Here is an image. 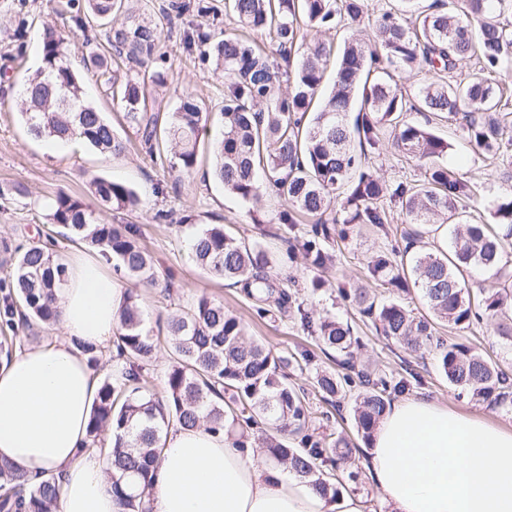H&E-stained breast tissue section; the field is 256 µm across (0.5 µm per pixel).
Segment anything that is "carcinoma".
Instances as JSON below:
<instances>
[{"instance_id": "cac0c4a2", "label": "carcinoma", "mask_w": 512, "mask_h": 512, "mask_svg": "<svg viewBox=\"0 0 512 512\" xmlns=\"http://www.w3.org/2000/svg\"><path fill=\"white\" fill-rule=\"evenodd\" d=\"M125 0H88L86 12L72 16L79 28L103 31L104 45L84 58L86 70L117 98L129 122L141 130V144L151 158L170 171L191 172L197 142L208 113L187 95L166 121L148 113L145 78L161 44L160 25L133 16L117 24ZM225 10L238 26L269 38L271 56L243 34L215 39L193 27L183 32V49L213 63L224 81L223 130L214 150V178L224 191L244 202L269 188L289 210L280 214L295 236L289 252H301L315 268L332 261L336 239L344 240L370 226L389 237V201L401 208L414 229L404 233L405 247L380 251L367 267L368 276L387 285L393 298L380 300L363 288H340L344 302L369 319L380 335L401 348L405 376L357 369L354 336L348 323L331 315L314 317L298 292L283 287L260 244L246 243L224 231L222 224L199 228L190 240L194 263L217 280L240 289L264 314L267 305L299 319L324 351L345 356L346 373H315L323 399L339 408L354 399L357 434L369 441L391 401L422 385L411 360L434 353L440 371L462 395L491 408L512 409V377L464 342L445 343L434 335L433 321L450 327L477 329L490 323L512 344V290L508 286L479 289V297L463 287L459 274L475 269L512 279V194L493 204L495 225L475 224L468 209L480 196L471 176L438 162L449 144L433 131L435 119L461 116L471 145L491 157L512 160V0H445L426 6L419 0H396L376 20L373 42L345 44L336 61L332 89L322 93L332 49L308 39L311 31L343 21H362L366 0H225ZM41 66L23 88L22 119L37 138L80 141L101 152L120 155L127 143L114 133L102 112L90 102L80 78L68 63L66 38L47 26L40 37ZM471 65L456 75L462 62ZM125 66L124 76L116 67ZM427 69L447 76L406 96L402 75ZM424 115L425 123L406 119ZM355 117H350V114ZM402 157L424 165V180L393 185L374 175L366 160L382 149L386 138ZM94 195L105 205L128 209L138 205L128 186L107 179L93 182ZM312 220L298 229L299 217ZM49 223L87 242L134 287L128 289L116 336V365L99 383L87 431L86 449L106 455L113 493L121 512H150L146 491L152 483L168 428H193L200 422L222 434L237 448H262L287 464L325 498L336 499L338 464L353 448L342 435L312 428L305 393L286 381L285 359L264 344L246 338L244 326L224 304L205 295L166 320L172 365L163 394L146 388L142 364L154 356L159 337L144 325L137 287L159 285L152 261L141 247L133 224L98 221L84 202L57 193ZM454 226L451 252L439 242L413 256L414 282L399 269L397 257L415 240ZM64 267L50 250L33 243L15 250L11 273L0 277V351L10 357L11 334L31 320L59 321L54 288ZM417 288L433 318L413 315L403 297ZM272 426L275 433L252 439V426ZM114 436L109 446L104 433ZM0 512H51L61 484L54 476L29 481L12 462L0 459Z\"/></svg>"}]
</instances>
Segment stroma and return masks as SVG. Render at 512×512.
I'll use <instances>...</instances> for the list:
<instances>
[{
	"instance_id": "35a3bbf8",
	"label": "stroma",
	"mask_w": 512,
	"mask_h": 512,
	"mask_svg": "<svg viewBox=\"0 0 512 512\" xmlns=\"http://www.w3.org/2000/svg\"><path fill=\"white\" fill-rule=\"evenodd\" d=\"M393 3L394 0H368V18L363 23L353 26L343 23L318 32L317 37L337 51L352 39L369 41L373 36V18ZM86 6V0H0V185L17 184L23 189L22 194L0 199V241H7L13 247L40 242L56 254L67 253L73 248V241L61 236L59 227L49 224L46 214L58 192L78 196L96 212L100 221L133 224L139 228L140 242L150 254L162 281L161 287L138 291L147 329L164 330L169 314L177 307L192 305L199 295L205 294L222 302L225 310L241 320L248 338L286 357L299 355L305 349L313 351L319 368L339 371L336 353L319 351L316 341L303 333L297 319L275 309L265 317H257L251 300L239 289L212 279L191 260L188 241L192 234L202 225L220 224L235 237L258 242L276 268L303 287L314 312H327L351 321L361 338L354 352L355 363H368L386 373L399 371L396 345L378 335L372 323L363 321L356 312L346 308L338 294L340 286L364 285L379 297H386L385 288L365 277L368 263L386 247V238L372 228H365L341 243L334 267L318 270L302 257H288L285 241L288 227L279 220L288 205L282 198L267 192L259 202L245 203L225 193L212 172V145L222 129L220 109L224 103V84L213 75L210 65L183 52V21H176L162 31L163 58L156 61L154 68L165 73L167 82L160 86L148 84L147 96L150 105L164 114L173 111L185 94L194 96L209 108L206 132L199 143V163L192 174L178 176L152 162L140 149L137 128L126 121L120 102L113 100L106 88L93 83L88 86L90 99L118 135L127 141L124 154H102L79 144L52 153L45 140L27 134L20 116L21 89L28 76L39 67L40 52L36 41H29L25 63L17 65L16 48L6 32L21 20L36 30L46 25L55 28L70 41L71 62L80 73L84 70L81 58L87 34L76 28L72 16L75 9ZM436 132L453 145L446 158L448 166L472 171L482 178L484 191L475 212L483 222H491V203L512 192V176L503 163L488 164L484 155L472 151L466 142L467 132L458 121L440 124ZM99 178L132 187L139 198L138 206L119 210L103 207L91 187ZM161 210L173 212L175 223L157 221L155 215ZM317 279L322 280L323 286L315 291L311 283ZM437 332L452 340L473 344L512 373V346L504 344L492 327L455 329L441 323ZM414 367L422 375L424 384L413 389V396L512 431V411L490 408L460 397L432 357L416 361ZM363 460V455L359 454L341 467V491L360 497L365 512H389L369 479L362 475ZM352 471L357 472V480H349L348 474Z\"/></svg>"
}]
</instances>
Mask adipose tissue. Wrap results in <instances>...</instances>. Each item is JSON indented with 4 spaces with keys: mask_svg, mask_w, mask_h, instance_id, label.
<instances>
[{
    "mask_svg": "<svg viewBox=\"0 0 512 512\" xmlns=\"http://www.w3.org/2000/svg\"><path fill=\"white\" fill-rule=\"evenodd\" d=\"M59 340L0 366V458L29 479L55 475L58 512H119L103 459L84 442L98 381L81 349L111 343L124 290L96 259L64 258ZM367 471L389 512H512V431L422 398L394 402L369 445ZM151 512H363L334 503L287 467L196 427L171 430Z\"/></svg>",
    "mask_w": 512,
    "mask_h": 512,
    "instance_id": "1",
    "label": "adipose tissue"
}]
</instances>
